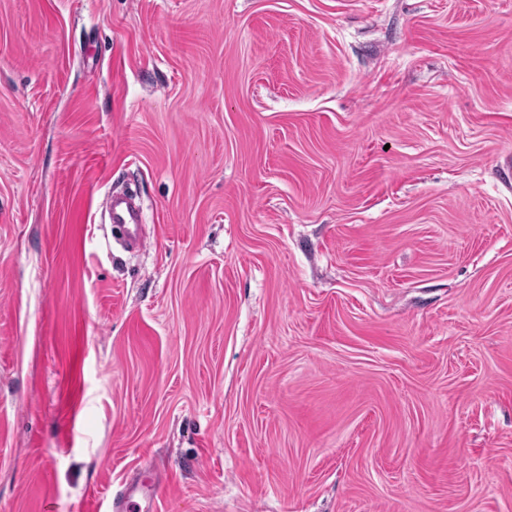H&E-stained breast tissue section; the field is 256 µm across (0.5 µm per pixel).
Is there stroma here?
Listing matches in <instances>:
<instances>
[{
	"label": "stroma",
	"instance_id": "obj_1",
	"mask_svg": "<svg viewBox=\"0 0 512 512\" xmlns=\"http://www.w3.org/2000/svg\"><path fill=\"white\" fill-rule=\"evenodd\" d=\"M510 159L512 0H0V512H512ZM138 214L126 202L112 199V223L123 225L130 239L135 243L142 242V225L138 223Z\"/></svg>",
	"mask_w": 512,
	"mask_h": 512
}]
</instances>
